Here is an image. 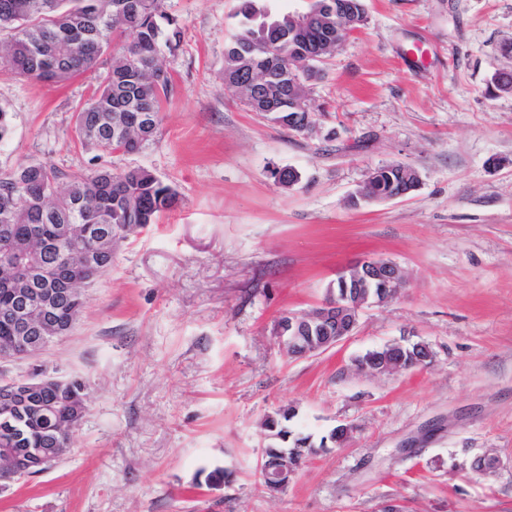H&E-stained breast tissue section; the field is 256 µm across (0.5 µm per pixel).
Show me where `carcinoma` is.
Listing matches in <instances>:
<instances>
[{
    "instance_id": "cac0c4a2",
    "label": "carcinoma",
    "mask_w": 512,
    "mask_h": 512,
    "mask_svg": "<svg viewBox=\"0 0 512 512\" xmlns=\"http://www.w3.org/2000/svg\"><path fill=\"white\" fill-rule=\"evenodd\" d=\"M0 0V73L33 82L65 83L95 73L101 59L109 60L91 101L74 113V134L83 146L102 152L134 153L157 133L161 112L174 87L163 50L176 52L182 31L176 19L164 10V0ZM324 0H309L307 11H316L308 29L288 35L293 24L288 14L266 19L256 0H239L241 26L224 55V83L237 90L250 111L257 112L287 130L305 133L314 126L311 108L283 106L289 85L284 73L315 80L333 56L332 47L366 21L363 0H353V16L338 15L323 6ZM130 32L133 39L122 44L116 38ZM316 55L315 67L301 69L298 62ZM263 66L270 78L263 85L248 84L250 71ZM415 181L401 163L373 171L377 194H398ZM178 192L152 171L135 167L114 171L100 168L86 173H66L43 163L23 162L0 172V226L8 227L10 242L0 244V310L16 302V289L23 286L28 264L38 262L55 269L69 288H87L80 249H93L105 258L96 275L112 267V244L137 229L157 223L160 216L178 207ZM64 224L80 228L81 247L61 235ZM84 307L83 296L61 298L54 316L63 327L72 326ZM390 347L366 353L358 368L374 364L384 368L392 360ZM86 410L83 381L73 378L65 386H48L33 403L10 423L0 421V448H15L10 471L26 476L47 468L45 458L67 448ZM294 417L293 408L278 410L264 420L273 443L259 466L260 483L268 485L264 466L275 453L292 461L315 456L346 439L337 429L316 441L310 435H295L283 422Z\"/></svg>"
}]
</instances>
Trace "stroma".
I'll return each instance as SVG.
<instances>
[{
    "mask_svg": "<svg viewBox=\"0 0 512 512\" xmlns=\"http://www.w3.org/2000/svg\"><path fill=\"white\" fill-rule=\"evenodd\" d=\"M367 22L310 82L312 133L250 112L224 84L238 0H166L184 38L166 61L174 92L154 139L96 154L73 113L93 75L62 85L0 76L11 121L0 170L144 167L176 210L116 245L67 336L0 376L84 380L88 409L49 469L0 490V512H512V0H364ZM401 163L416 190L353 205L377 167ZM296 169L286 187L272 173ZM366 258L408 283L359 313L331 350L288 357L282 314L323 302L338 269ZM426 343L429 365L369 376L371 350ZM349 441L305 461L270 494L256 473L266 416ZM493 452L501 467L473 471ZM230 483L195 486L198 470Z\"/></svg>",
    "mask_w": 512,
    "mask_h": 512,
    "instance_id": "obj_1",
    "label": "stroma"
}]
</instances>
